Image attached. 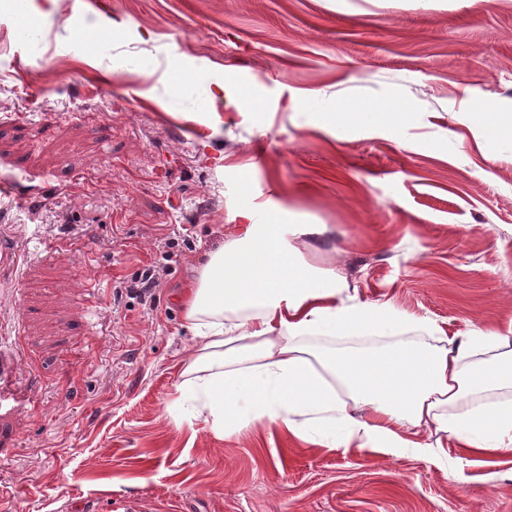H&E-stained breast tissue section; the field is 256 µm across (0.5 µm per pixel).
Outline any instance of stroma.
<instances>
[{"mask_svg": "<svg viewBox=\"0 0 512 512\" xmlns=\"http://www.w3.org/2000/svg\"><path fill=\"white\" fill-rule=\"evenodd\" d=\"M110 3L126 34L90 55L83 0L0 14V182L20 192L0 246L27 256L0 267V332L37 403L0 422V512H512V452L458 483L453 448L225 436L176 390L196 344L177 295L246 205L332 225L306 259L422 325L353 346L512 329V135L474 121L512 124V0ZM200 112L223 119L185 135ZM152 262L159 288L130 294Z\"/></svg>", "mask_w": 512, "mask_h": 512, "instance_id": "35a3bbf8", "label": "stroma"}]
</instances>
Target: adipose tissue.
Wrapping results in <instances>:
<instances>
[{"instance_id": "obj_1", "label": "adipose tissue", "mask_w": 512, "mask_h": 512, "mask_svg": "<svg viewBox=\"0 0 512 512\" xmlns=\"http://www.w3.org/2000/svg\"><path fill=\"white\" fill-rule=\"evenodd\" d=\"M238 216L184 291L183 320L198 340L178 386L197 401L190 418L227 435L269 422L296 444L390 457L451 447L457 482L473 459L512 450V403L473 402L512 389V336L486 328L379 353L311 352L306 337L398 331L408 317L303 257L296 239L329 225L256 223L248 207Z\"/></svg>"}]
</instances>
